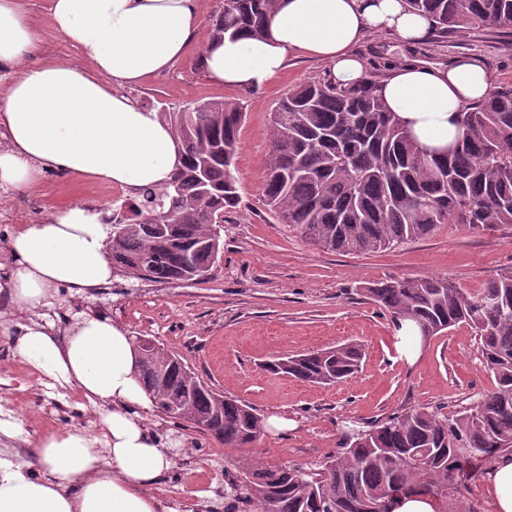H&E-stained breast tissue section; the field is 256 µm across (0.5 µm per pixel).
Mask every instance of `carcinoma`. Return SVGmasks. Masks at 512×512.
Listing matches in <instances>:
<instances>
[{
  "mask_svg": "<svg viewBox=\"0 0 512 512\" xmlns=\"http://www.w3.org/2000/svg\"><path fill=\"white\" fill-rule=\"evenodd\" d=\"M446 34L474 25L512 33V0H405ZM275 0H224L210 37L260 35ZM367 79L342 88L314 78L288 90L271 113V150L263 196L282 224L328 251L370 253L433 234L440 224L475 231L512 224V87L496 88L466 106L462 139L429 153ZM176 131L182 163L162 188L147 187L119 221L112 257L130 278L189 282L214 268V227L237 207L234 159L244 118L238 100H206L164 112ZM366 295L393 322L428 327L432 335L459 325L475 329L485 392L452 415L427 407L357 431L315 471L298 465L238 462L224 470L225 512L254 503L259 512H396L408 498L427 497L435 512L468 490L478 466L512 453V274L476 293L446 278L387 280ZM364 352L348 343L275 359L266 365L303 383L331 385L354 374ZM140 380L156 412L213 438L245 448L260 437L250 406L199 379L177 356L144 355Z\"/></svg>",
  "mask_w": 512,
  "mask_h": 512,
  "instance_id": "carcinoma-1",
  "label": "carcinoma"
}]
</instances>
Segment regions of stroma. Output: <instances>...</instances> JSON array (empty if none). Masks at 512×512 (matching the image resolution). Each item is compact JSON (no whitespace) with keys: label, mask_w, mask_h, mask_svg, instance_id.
I'll list each match as a JSON object with an SVG mask.
<instances>
[{"label":"stroma","mask_w":512,"mask_h":512,"mask_svg":"<svg viewBox=\"0 0 512 512\" xmlns=\"http://www.w3.org/2000/svg\"><path fill=\"white\" fill-rule=\"evenodd\" d=\"M224 0H200L202 24L183 55L168 70L126 93L156 113L176 112L199 100L239 99L246 119L239 132L236 166L240 203L226 212L224 256L212 274L195 283H157L117 272L92 297L52 291L40 316L64 330L81 313L95 312L121 323L134 337H149L180 356L201 380L256 409L261 418H286L288 428L266 433L250 447L227 448L169 419L150 416L149 427L177 435L174 468L152 489L167 512H223L224 464L247 460L316 467L337 453L351 429H365L413 408L451 414L490 391L493 375L482 363L479 340L460 326L433 336L415 360L399 350L390 315L370 301L365 289L390 279L435 276L477 292L494 278L512 274V224L478 233L461 224H442L430 236L370 253L324 250L305 241L265 208L262 185L271 145L269 114L292 86L324 76L325 65L293 52L282 74L258 88L213 86L199 70L210 24ZM367 73L382 81L388 63L415 53L393 35L369 34L360 46ZM481 59L496 87L512 86V35L489 26L451 32L432 44L424 60ZM127 195L113 186L60 172H46L39 185L20 193L0 189V263L15 229L34 224L75 201L93 205L111 223L116 203ZM362 344L359 370L331 386H313L264 370L277 354H296L349 341ZM46 378L13 353L0 335V404L12 410L15 437L32 448L48 431L97 422L94 407L69 391L61 410L49 413Z\"/></svg>","instance_id":"obj_1"}]
</instances>
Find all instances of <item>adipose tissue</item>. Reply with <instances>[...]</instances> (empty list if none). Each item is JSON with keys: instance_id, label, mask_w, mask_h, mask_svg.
<instances>
[{"instance_id": "ef3b65f1", "label": "adipose tissue", "mask_w": 512, "mask_h": 512, "mask_svg": "<svg viewBox=\"0 0 512 512\" xmlns=\"http://www.w3.org/2000/svg\"><path fill=\"white\" fill-rule=\"evenodd\" d=\"M50 16L54 35L75 43L92 67L41 61L42 33L19 0H0V65L16 70L0 91V188L23 191L58 169L128 191L163 186L182 162L179 140L122 88L181 57L200 25L199 0H51ZM429 28L404 0H277L262 35L208 41L199 67L214 85L262 87L301 50L347 87L367 75L358 53L366 33L410 42ZM491 89L482 62L461 57L393 65L380 94L421 145L443 152L460 134L462 108ZM107 236L99 213L80 202L20 225L0 303L29 312L51 289L87 295L110 283ZM10 339L23 362L97 408L99 422L91 431L45 433L25 460L0 448V512H160L152 488L173 459L168 441L147 426L153 402L129 332L110 317L86 315L62 338L33 320ZM482 480L496 512H512V455L496 457Z\"/></svg>"}]
</instances>
